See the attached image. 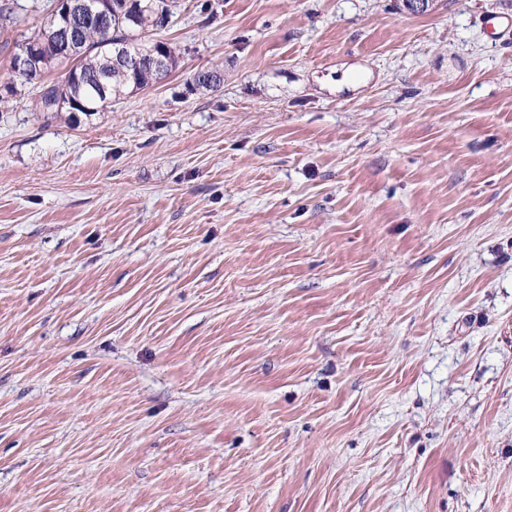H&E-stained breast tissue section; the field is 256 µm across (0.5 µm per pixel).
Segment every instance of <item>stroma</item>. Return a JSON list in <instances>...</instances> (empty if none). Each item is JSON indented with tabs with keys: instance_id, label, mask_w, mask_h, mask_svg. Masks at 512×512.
Listing matches in <instances>:
<instances>
[{
	"instance_id": "35a3bbf8",
	"label": "stroma",
	"mask_w": 512,
	"mask_h": 512,
	"mask_svg": "<svg viewBox=\"0 0 512 512\" xmlns=\"http://www.w3.org/2000/svg\"><path fill=\"white\" fill-rule=\"evenodd\" d=\"M398 5L177 0L51 117L0 0V512H512V0Z\"/></svg>"
}]
</instances>
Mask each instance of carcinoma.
Masks as SVG:
<instances>
[{
    "label": "carcinoma",
    "instance_id": "cac0c4a2",
    "mask_svg": "<svg viewBox=\"0 0 512 512\" xmlns=\"http://www.w3.org/2000/svg\"><path fill=\"white\" fill-rule=\"evenodd\" d=\"M128 11V0H112V29L108 33L112 35V41L134 54L150 55L166 50V69L168 74H173L180 66L176 47L154 38V34L167 28L166 22L172 18V0H143V10L135 25L128 23ZM105 34L96 26L76 32L82 44V54L71 61V67L62 81L40 83L37 98L39 111L45 112L51 105L69 97L85 102L101 81L106 83L108 95L114 100L122 98L134 87L141 90L162 81L150 67L135 78L104 57L100 44ZM32 39L37 41L42 55H55L54 40L45 27L35 31Z\"/></svg>",
    "mask_w": 512,
    "mask_h": 512
}]
</instances>
